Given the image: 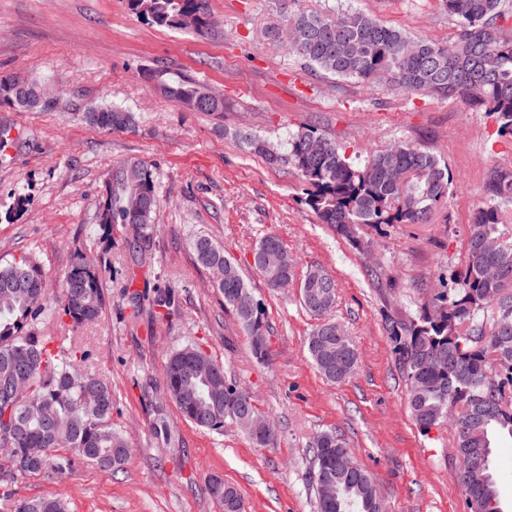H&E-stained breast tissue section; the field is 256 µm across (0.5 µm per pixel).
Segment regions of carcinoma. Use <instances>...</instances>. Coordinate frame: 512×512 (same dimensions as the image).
<instances>
[{"instance_id":"carcinoma-1","label":"carcinoma","mask_w":512,"mask_h":512,"mask_svg":"<svg viewBox=\"0 0 512 512\" xmlns=\"http://www.w3.org/2000/svg\"><path fill=\"white\" fill-rule=\"evenodd\" d=\"M458 22L451 45L412 37L358 11L296 13L284 30L269 36L288 51L326 74L340 79L382 81L407 92L459 97L496 117L500 133H512V13L504 0H443ZM129 9L149 23L168 29L208 32V0H127ZM167 97L197 112L221 114L224 100L206 83L178 70L150 71ZM41 83L27 75L0 77V102L17 111L43 110L35 95ZM89 123L107 131L130 129L131 111L112 104L85 113ZM239 137L271 164L290 162L304 183L305 203L321 223L355 248L364 249L363 226L427 224L447 203L448 167L431 153L406 143L373 152L355 162L336 142L313 130L288 141L285 155L248 130ZM491 198L469 224L462 268L454 274L452 292L437 291L413 315L387 312L383 326L395 343L405 377L408 408L415 426L427 433L449 423L455 432L459 483L467 512H500L491 472L493 441L512 438V230L503 222L512 207V171L494 169ZM159 207L152 165L139 157L116 161L108 170L96 203L98 223L107 241L112 227L127 229L134 257L149 247L144 229ZM197 261L215 275L224 307L234 312L251 338L253 356L268 359L265 311L260 302L244 308L252 296L237 264L210 236L191 244ZM254 268L268 286L286 288L294 279V263L279 237L269 234L253 252ZM58 306L75 325L93 324L102 316L103 291L97 268L84 255H74L60 281ZM301 304L318 318L308 337L317 371L339 383L353 373L357 352L350 337L336 334L329 314L336 304V281L319 266L308 268L299 286ZM45 300V273L30 254L0 263V448L14 472L0 480V501L11 512H68L53 496L13 500L18 479L41 474L61 480L75 465L118 469L129 459L123 435L112 427V385L82 373L88 353L74 345L53 348L56 337L41 331L36 320ZM209 360L197 345L168 356L163 380L144 387L148 403L171 401L181 418L195 427L221 431L235 424L262 447L276 435H258L253 421L261 416L252 396L226 378L215 362L204 377L197 362ZM155 438L174 444L168 419L152 423ZM43 448L37 459L29 449ZM312 488L318 479L333 481L336 496H315L316 512H376L379 492L371 474L357 463L346 441L334 431L314 438ZM224 512H241V495L229 483L210 485Z\"/></svg>"}]
</instances>
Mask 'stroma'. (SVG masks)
<instances>
[{
	"label": "stroma",
	"instance_id": "stroma-1",
	"mask_svg": "<svg viewBox=\"0 0 512 512\" xmlns=\"http://www.w3.org/2000/svg\"><path fill=\"white\" fill-rule=\"evenodd\" d=\"M206 35L147 24L127 0H0V75L21 73L47 83L54 106L18 112L0 105V125L16 145L0 153V259L33 255L48 294L43 317L57 314L56 285L75 252L101 273V320L56 327L60 349L82 341L84 371L112 385V422L130 446L122 470L79 465L65 479H19L18 499L51 495L69 512H224L208 486L234 485L241 512H315L309 472L311 442L324 430L342 435L375 478L387 512H466L448 426L419 431L407 410L404 377L384 313L411 315L431 294L451 288L468 226L488 194L490 172L512 168V135L459 98L391 89L384 83L332 79L264 35L282 11L357 10L436 43L452 42L457 26L442 0H208ZM169 66L223 94V113L192 112L144 77ZM113 104L136 115L134 129L112 132L87 122L88 108ZM251 130L286 150L311 129L363 161L373 151L406 142L431 151L452 184L448 202L426 224L365 228L361 253L320 223L305 204L290 164H271L237 134ZM138 156L152 164L160 206L148 227L141 261L128 255L126 234L104 242L96 201L112 163ZM24 198L13 219L5 214ZM204 232L242 268L268 324L270 362L251 353L250 338L224 307L212 273L190 241ZM276 234L296 276L322 266L337 283L331 316L351 338L358 363L350 378L331 383L315 369L307 339L317 323L299 303L297 286L268 288L253 267V251ZM172 289L175 316L157 318L153 300ZM140 293L131 317L129 296ZM199 345L223 363L261 414L277 427V445L257 446L235 425L198 429L173 404L165 410L176 445L160 447L143 398L161 381L167 354Z\"/></svg>",
	"mask_w": 512,
	"mask_h": 512
}]
</instances>
